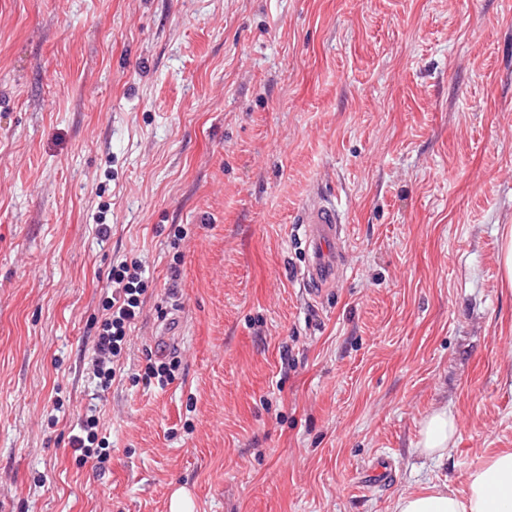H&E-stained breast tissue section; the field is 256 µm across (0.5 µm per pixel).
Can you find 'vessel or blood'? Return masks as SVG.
<instances>
[{
	"label": "vessel or blood",
	"instance_id": "vessel-or-blood-1",
	"mask_svg": "<svg viewBox=\"0 0 512 512\" xmlns=\"http://www.w3.org/2000/svg\"><path fill=\"white\" fill-rule=\"evenodd\" d=\"M301 223L305 227L308 258L300 277L314 296L328 292L342 269L344 237L341 217L334 201L307 203Z\"/></svg>",
	"mask_w": 512,
	"mask_h": 512
}]
</instances>
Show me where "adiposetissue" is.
<instances>
[{
    "mask_svg": "<svg viewBox=\"0 0 512 512\" xmlns=\"http://www.w3.org/2000/svg\"><path fill=\"white\" fill-rule=\"evenodd\" d=\"M457 419L451 409L440 408L420 424L416 450L427 460L441 463L454 444ZM393 512H512V449L486 458L472 469L464 488L430 481L418 490L398 494Z\"/></svg>",
    "mask_w": 512,
    "mask_h": 512,
    "instance_id": "adipose-tissue-1",
    "label": "adipose tissue"
}]
</instances>
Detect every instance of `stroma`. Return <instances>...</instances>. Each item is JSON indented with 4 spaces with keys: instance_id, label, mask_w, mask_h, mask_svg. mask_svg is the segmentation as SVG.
<instances>
[{
    "instance_id": "35a3bbf8",
    "label": "stroma",
    "mask_w": 512,
    "mask_h": 512,
    "mask_svg": "<svg viewBox=\"0 0 512 512\" xmlns=\"http://www.w3.org/2000/svg\"><path fill=\"white\" fill-rule=\"evenodd\" d=\"M318 197L346 239L320 300L299 278ZM509 224L512 0H0V512H168L179 487L197 512H392L425 479L463 488L512 448ZM125 256L148 297L102 392ZM164 331L174 382L133 385ZM443 406L456 442L422 463ZM90 412L108 449L81 465ZM379 457L393 478L365 485ZM498 263L503 282L512 288V226L510 224L506 226L502 236ZM457 431V419L451 409L434 410L421 421L416 450L425 459L439 464L455 443Z\"/></svg>"
}]
</instances>
